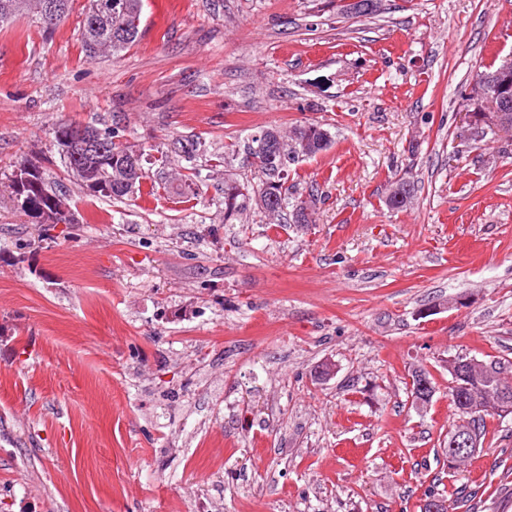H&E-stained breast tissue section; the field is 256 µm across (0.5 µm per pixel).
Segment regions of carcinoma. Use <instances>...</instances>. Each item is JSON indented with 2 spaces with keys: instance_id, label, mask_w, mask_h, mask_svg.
Segmentation results:
<instances>
[{
  "instance_id": "obj_1",
  "label": "carcinoma",
  "mask_w": 512,
  "mask_h": 512,
  "mask_svg": "<svg viewBox=\"0 0 512 512\" xmlns=\"http://www.w3.org/2000/svg\"><path fill=\"white\" fill-rule=\"evenodd\" d=\"M74 0H0V24L8 23L18 16L32 14V8L45 4L58 14L57 22H63L72 11ZM112 13L91 18L87 9H82L80 29L82 43L86 52L93 55L106 53L117 56L133 45L140 37L144 0H110ZM505 63L491 64L476 74L474 83L481 87L486 96L497 97L498 91L494 74L503 69ZM76 123L60 120L53 124L52 138L59 145L72 136ZM102 142L99 143L101 153L97 154L100 167L112 170L108 176L97 172L93 161L84 154L77 153L60 157L64 172L78 171L80 174L79 188L86 197L109 198L121 201L125 197L141 190L147 179L146 171L135 167L132 157L135 151L124 141V133L117 126L101 129ZM284 141L281 152L274 161L262 159L264 148L262 140L254 137L248 145L249 155L256 160V167L265 175L264 181L255 185L248 180L228 179L224 181V223L232 224L247 212L253 197L258 193L271 192L275 201L266 206L264 211L275 214L288 207L289 188L280 177L288 164V160L298 157H311L325 150L331 143L330 132L318 124L294 126L281 134ZM307 144H302V141ZM200 173L193 167L178 174V195L187 198L195 195ZM408 186L404 198L387 197L386 207L394 210L408 205L414 200L417 185L411 180H403ZM8 188L17 208L35 219L39 224H56L62 219L64 206L61 199L52 192L46 181L45 171L40 166H19L9 179ZM502 367L494 366L488 371L479 360L471 367V396L480 406L478 413L496 415L500 418L507 414L499 411L497 402L488 394L490 384L509 385L508 379L499 377Z\"/></svg>"
}]
</instances>
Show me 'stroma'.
<instances>
[{
	"label": "stroma",
	"instance_id": "stroma-1",
	"mask_svg": "<svg viewBox=\"0 0 512 512\" xmlns=\"http://www.w3.org/2000/svg\"><path fill=\"white\" fill-rule=\"evenodd\" d=\"M327 2L145 0L138 41L93 59L85 0L49 31L0 26V512H420L431 491L512 512V416L463 472L442 455L445 358L512 371V137L457 117L512 57V0ZM61 119L124 128L152 180L196 167L197 195L83 197L53 161ZM305 123L332 136L287 167L312 223H225V178H262L247 141ZM26 161L74 223L16 209ZM399 178L418 192L390 210ZM399 181H402L403 183H405L408 186V189L405 190L404 198H402L401 200H398L396 198H390L388 196L396 195L400 198L402 195V185L395 181L389 185L388 192H387L388 196H386L384 203H385L386 207H388L389 209H392V210L403 208L406 205H408L409 203H411L412 200H414V197L416 196V193H417V185H415V181L406 180L403 178L399 179Z\"/></svg>",
	"mask_w": 512,
	"mask_h": 512
}]
</instances>
